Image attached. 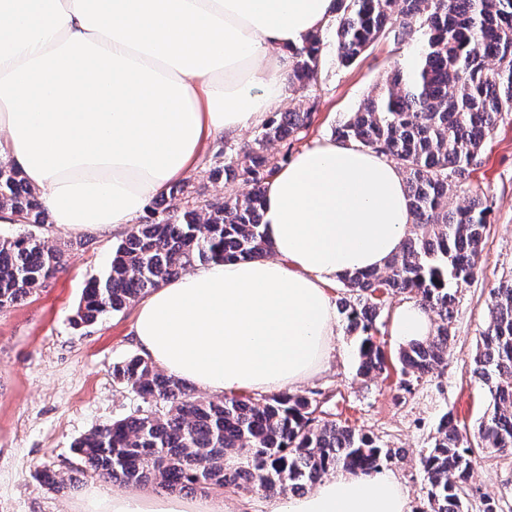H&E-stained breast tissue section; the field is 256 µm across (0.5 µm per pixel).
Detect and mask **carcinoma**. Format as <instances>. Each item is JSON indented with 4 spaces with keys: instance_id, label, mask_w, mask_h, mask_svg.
<instances>
[{
    "instance_id": "cac0c4a2",
    "label": "carcinoma",
    "mask_w": 512,
    "mask_h": 512,
    "mask_svg": "<svg viewBox=\"0 0 512 512\" xmlns=\"http://www.w3.org/2000/svg\"><path fill=\"white\" fill-rule=\"evenodd\" d=\"M334 41L350 65L375 41L424 36L418 65L394 70L382 90L336 126L335 139L355 142L394 161L405 175L412 224L385 273L342 276L356 295L339 302L351 331L359 333V374L387 368L375 340L381 310L377 293L407 294L436 314L435 330L400 349L405 375L417 379L444 360L451 340L458 288L475 276L490 209L475 196L453 200L477 165L482 146L502 114L512 112V0H336ZM321 34L307 36L296 52L288 82L307 88L322 55ZM316 101L265 121L256 146L210 170L213 181L252 184L244 197L204 201L180 212L161 210L135 224L116 246L107 271L89 281L73 322L95 323L119 312L162 283L198 264L254 260L270 253L261 223L266 184L279 169L268 153L274 142L295 138L311 120ZM0 209L29 224L47 223L38 196L13 167H0ZM65 252L31 233L0 238V308L33 294L64 265ZM490 322L474 358L492 405L474 444L443 417L421 465L429 484L430 512H463L472 455L512 448V282L493 290ZM113 379L144 406L102 425L74 446L76 470L116 485H150L164 493H193L212 486L240 492L286 493L313 486L342 468L371 474L397 450L373 436L325 420L303 394L209 399L141 355L113 366ZM38 477L58 492L67 479L45 468Z\"/></svg>"
}]
</instances>
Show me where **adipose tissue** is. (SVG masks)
I'll return each mask as SVG.
<instances>
[{"label": "adipose tissue", "instance_id": "obj_1", "mask_svg": "<svg viewBox=\"0 0 512 512\" xmlns=\"http://www.w3.org/2000/svg\"><path fill=\"white\" fill-rule=\"evenodd\" d=\"M336 0H0V163L36 189L54 224L110 235L194 168L201 148L232 139L276 107L305 38ZM272 255L169 280L140 303L141 353L215 394L292 388L326 358L336 327L328 283L378 269L412 215L385 157L323 140L265 189ZM402 304L392 334H431ZM83 512H223L182 495L94 486ZM271 512H407L391 472L337 470Z\"/></svg>", "mask_w": 512, "mask_h": 512}]
</instances>
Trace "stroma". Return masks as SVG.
<instances>
[{"label":"stroma","mask_w":512,"mask_h":512,"mask_svg":"<svg viewBox=\"0 0 512 512\" xmlns=\"http://www.w3.org/2000/svg\"><path fill=\"white\" fill-rule=\"evenodd\" d=\"M323 37L321 66L310 86L318 103L311 122L300 140L269 148L283 165L314 143L332 138L335 127L376 93L395 65L410 67L418 59L417 42H401L388 34L345 66L337 58L332 29H324ZM258 133L253 127L206 148L187 176L191 190L211 201L223 200L228 189L210 181L209 170L223 164L231 149L253 145ZM475 193L489 201V223L477 272L457 292L444 363L419 380L402 374V343L390 328L394 312L408 298L393 295L377 320L376 338L387 356L385 372L358 375V338L340 320L328 357L296 388L297 393L315 395L324 418L398 450L387 469L403 487L409 512H428L421 454L432 445L442 417L454 414L460 427L472 431L490 402L487 387L474 372V356L488 326L491 292L512 280V114L485 141L481 161L457 197ZM32 232L50 245L68 247L70 257L65 270L27 299L0 309V512H81L83 497L97 477L83 476L77 489L57 493L36 472L45 467L67 471L75 441L141 404L134 392L112 378L114 364L138 352L135 305L90 326L72 322L86 283L104 274L126 231L103 236L41 224ZM488 501L496 504L497 512H512V450L473 457L466 512H483Z\"/></svg>","instance_id":"35a3bbf8"}]
</instances>
